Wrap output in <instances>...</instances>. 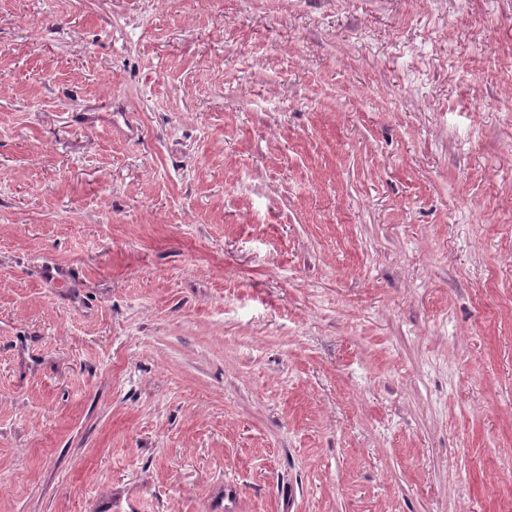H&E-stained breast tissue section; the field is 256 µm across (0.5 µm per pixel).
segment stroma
<instances>
[{"label":"stroma","mask_w":512,"mask_h":512,"mask_svg":"<svg viewBox=\"0 0 512 512\" xmlns=\"http://www.w3.org/2000/svg\"><path fill=\"white\" fill-rule=\"evenodd\" d=\"M0 512H512V0H0Z\"/></svg>","instance_id":"stroma-1"}]
</instances>
